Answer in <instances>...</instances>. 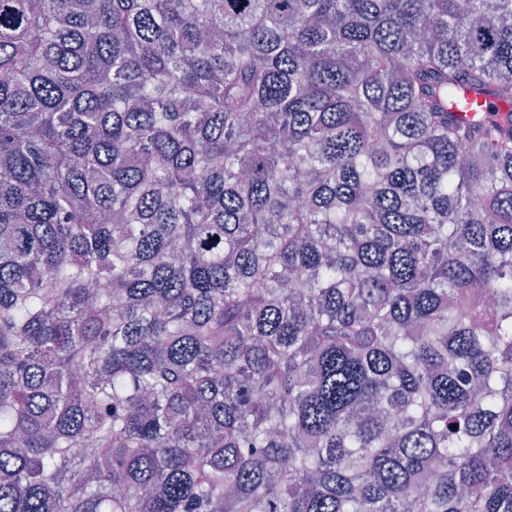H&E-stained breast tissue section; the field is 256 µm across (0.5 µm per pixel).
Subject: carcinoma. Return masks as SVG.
Wrapping results in <instances>:
<instances>
[{
  "instance_id": "1",
  "label": "carcinoma",
  "mask_w": 512,
  "mask_h": 512,
  "mask_svg": "<svg viewBox=\"0 0 512 512\" xmlns=\"http://www.w3.org/2000/svg\"><path fill=\"white\" fill-rule=\"evenodd\" d=\"M510 474L512 0H0V512Z\"/></svg>"
}]
</instances>
